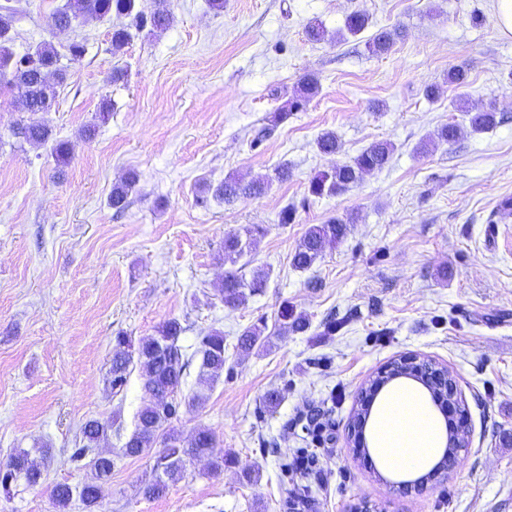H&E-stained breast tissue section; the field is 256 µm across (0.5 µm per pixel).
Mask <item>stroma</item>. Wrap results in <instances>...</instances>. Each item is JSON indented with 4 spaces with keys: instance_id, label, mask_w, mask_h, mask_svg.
Wrapping results in <instances>:
<instances>
[{
    "instance_id": "35a3bbf8",
    "label": "stroma",
    "mask_w": 512,
    "mask_h": 512,
    "mask_svg": "<svg viewBox=\"0 0 512 512\" xmlns=\"http://www.w3.org/2000/svg\"><path fill=\"white\" fill-rule=\"evenodd\" d=\"M4 3L15 54L48 40L61 50L72 38L87 51L41 115L68 142V164L12 136L21 110L0 92V462L24 449L43 474L40 486L0 492V512H86L77 499L59 506L52 490L89 481L69 450L91 419L114 422L101 444L114 466L99 512H291L297 500L302 512H349L359 501L375 512H512V214L499 209L512 197V38L498 34L492 0H224L220 12L208 0H172V26L134 35L120 56L110 51L111 19L86 18L56 37L48 20L63 0ZM355 10L369 14L370 31H402L388 54L372 55L362 35L337 39ZM315 20L327 30L320 43L306 35ZM455 66L468 74L461 90L446 84ZM309 73L317 96L271 125ZM432 84L441 88L434 102L424 96ZM460 93L468 112L448 105ZM106 103L110 116L96 123ZM491 105L504 122L474 131L470 114ZM448 122L458 139L417 153ZM328 130L338 154L316 148ZM376 140L395 146L383 169L344 194L309 195L316 173ZM130 171L138 182L118 213L112 186ZM231 174L270 189L224 204L211 188ZM291 206L294 223H280ZM332 217L348 220L344 239L295 270L305 230ZM252 224L265 233L239 264L270 278L231 309L217 292L224 239ZM285 303L308 318L306 333L279 335ZM170 318L189 351L224 332L223 376L171 426L209 429L232 462L220 473L192 462L164 497L148 498L153 453L121 451L149 399L142 372L119 395L106 379L117 335L151 336ZM332 318L336 333L324 335ZM260 319L272 346L237 350ZM407 355L452 372L468 431L453 468L422 486L371 471L353 430L365 388ZM272 391L280 401L269 409ZM304 453L312 466L284 470Z\"/></svg>"
}]
</instances>
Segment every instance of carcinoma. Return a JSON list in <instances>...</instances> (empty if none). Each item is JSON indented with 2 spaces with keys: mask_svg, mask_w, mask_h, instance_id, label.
I'll return each mask as SVG.
<instances>
[{
  "mask_svg": "<svg viewBox=\"0 0 512 512\" xmlns=\"http://www.w3.org/2000/svg\"><path fill=\"white\" fill-rule=\"evenodd\" d=\"M133 17L135 28L127 25L112 29L111 52L116 55L130 43L133 31L141 32L145 28L151 31H164L174 21L170 9V0H156L155 10L148 16L137 10L136 0H65L61 8L52 14L51 22L67 24L78 18L94 16L104 18ZM369 17L359 11L348 14L343 26L336 31L342 39L360 35L368 26ZM399 33L383 30L368 41V49L375 55L388 52ZM12 20L8 15L0 14V84L25 97L29 108L27 116L21 118L13 127V135L31 145H51L56 161L65 164L69 161L68 143L53 137L52 129L37 118L53 107L56 91L54 83L48 81L53 74L59 82L65 78L64 69L58 66L60 54L51 41L38 44L33 51L20 57H14L12 44ZM319 91V79L308 74L298 83L288 106L273 112L276 123L288 119L292 112L303 107ZM502 120L492 106L474 113L470 117L473 129L483 130L496 126ZM459 128L454 123L439 127L433 135L422 141L419 151L426 153L438 143H450L458 138ZM316 146L325 155H334L341 150V143L333 131H325L318 136ZM394 146L387 141L373 142L365 147L352 160L338 164L329 171L315 176L309 185V194L315 197L340 195L357 185L363 175L383 169L390 161ZM137 182V175L129 174L112 186L110 205L118 212L125 210L129 196ZM269 189V183L230 175L224 178L214 190V196L226 204L258 198ZM265 228L253 224L238 234L224 239V263L230 268L224 270V279L219 288L224 306L232 309L248 304L250 298L262 292L269 279V272L259 269L246 279L236 268L238 260L245 254L252 237L262 235ZM347 233V223L330 218L322 224H312L305 231L297 245L292 265L299 271L310 269L319 260L326 249L341 241ZM279 331L286 335L300 334L308 328L306 317L294 309L283 305L278 313ZM266 323L259 319L245 327L240 335L238 346L244 352L265 348L270 345V336L266 334ZM184 327L176 318L164 321L152 336L139 339L137 347L124 335L115 337L116 349L112 356L108 383L113 392L118 393L126 387L130 366L139 364L144 377V390L149 401L137 412L135 429L122 448L124 455L137 457L151 450L160 440L163 449L153 465V478L143 488L148 498L163 496L170 485L186 476V467L193 461L210 460L213 471L224 470L228 458L214 455L215 439L204 427L195 429L191 434L182 436L169 429L171 421L178 416L183 399L180 397L187 370L194 360H199V377L202 383H213L224 374L225 344L224 332L214 329L202 337L191 353L179 345ZM112 430V422L89 421L80 429L78 446L71 449L70 460L79 463L89 460L94 470L93 480L82 487L80 497L87 509L99 506L100 484L112 475V460L96 453L101 440ZM42 471L30 458L29 453L20 451L6 462L0 463V488L10 492L12 486L24 482L29 486L40 483Z\"/></svg>",
  "mask_w": 512,
  "mask_h": 512,
  "instance_id": "cac0c4a2",
  "label": "carcinoma"
}]
</instances>
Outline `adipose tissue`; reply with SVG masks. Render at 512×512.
Here are the masks:
<instances>
[{"label": "adipose tissue", "instance_id": "adipose-tissue-1", "mask_svg": "<svg viewBox=\"0 0 512 512\" xmlns=\"http://www.w3.org/2000/svg\"><path fill=\"white\" fill-rule=\"evenodd\" d=\"M377 428L381 453L390 462L413 471L429 461L436 451L435 426L412 394L393 396L381 409Z\"/></svg>", "mask_w": 512, "mask_h": 512}]
</instances>
